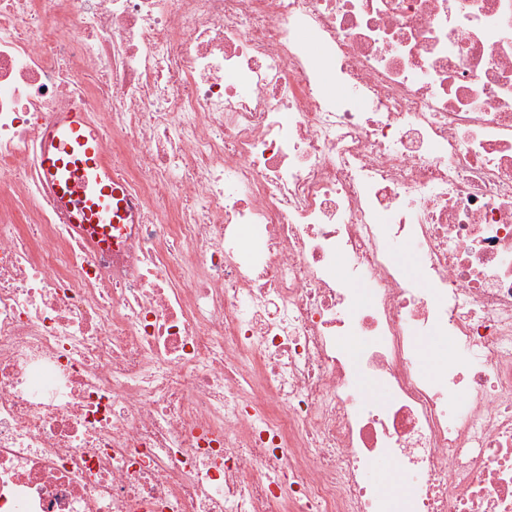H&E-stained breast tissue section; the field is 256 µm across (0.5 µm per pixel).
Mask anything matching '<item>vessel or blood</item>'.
Wrapping results in <instances>:
<instances>
[{
  "mask_svg": "<svg viewBox=\"0 0 512 512\" xmlns=\"http://www.w3.org/2000/svg\"><path fill=\"white\" fill-rule=\"evenodd\" d=\"M37 166L43 189L69 223L111 248L113 226L130 214V196L103 156L99 129L79 105L54 113L46 124Z\"/></svg>",
  "mask_w": 512,
  "mask_h": 512,
  "instance_id": "1",
  "label": "vessel or blood"
}]
</instances>
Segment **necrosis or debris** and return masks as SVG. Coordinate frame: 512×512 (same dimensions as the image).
<instances>
[{
	"label": "necrosis or debris",
	"instance_id": "obj_1",
	"mask_svg": "<svg viewBox=\"0 0 512 512\" xmlns=\"http://www.w3.org/2000/svg\"><path fill=\"white\" fill-rule=\"evenodd\" d=\"M0 512H512V0H0ZM37 166L43 189L72 227L112 249V224L118 229L131 214L130 196L112 176L99 129L78 104L54 113L44 127Z\"/></svg>",
	"mask_w": 512,
	"mask_h": 512
}]
</instances>
